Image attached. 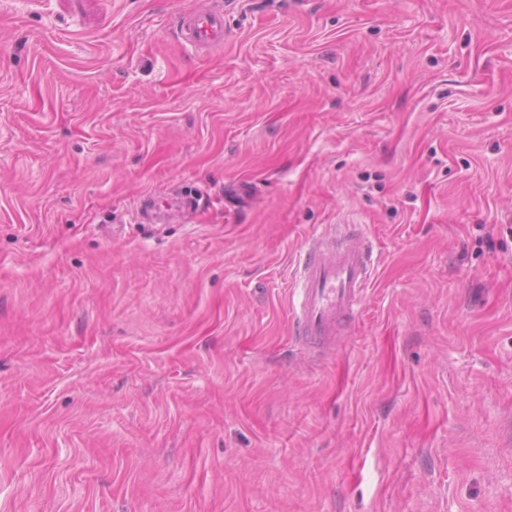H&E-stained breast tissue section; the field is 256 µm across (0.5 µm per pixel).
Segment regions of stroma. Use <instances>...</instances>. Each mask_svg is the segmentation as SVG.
<instances>
[{
  "mask_svg": "<svg viewBox=\"0 0 512 512\" xmlns=\"http://www.w3.org/2000/svg\"><path fill=\"white\" fill-rule=\"evenodd\" d=\"M211 2L0 0V512H512V0ZM180 33L184 42L198 50L224 44V13L201 1L183 19ZM162 206L157 196L147 195L142 198L139 207L134 209L132 222L135 224H157V215L161 212ZM370 244L354 224L336 225L310 238L292 292L296 334L324 352L355 317L376 266Z\"/></svg>",
  "mask_w": 512,
  "mask_h": 512,
  "instance_id": "obj_1",
  "label": "stroma"
}]
</instances>
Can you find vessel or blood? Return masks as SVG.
Segmentation results:
<instances>
[{
    "instance_id": "b4317fda",
    "label": "vessel or blood",
    "mask_w": 512,
    "mask_h": 512,
    "mask_svg": "<svg viewBox=\"0 0 512 512\" xmlns=\"http://www.w3.org/2000/svg\"><path fill=\"white\" fill-rule=\"evenodd\" d=\"M180 33L198 50L222 45L224 14L208 0H200L183 18ZM161 210L157 196H145L132 221L155 223ZM375 266L372 248L356 225H338L308 240L298 263L292 315L297 335L310 349L325 351L343 325L353 320Z\"/></svg>"
}]
</instances>
